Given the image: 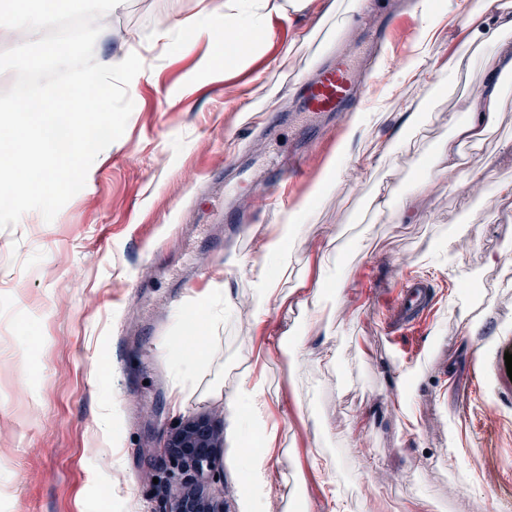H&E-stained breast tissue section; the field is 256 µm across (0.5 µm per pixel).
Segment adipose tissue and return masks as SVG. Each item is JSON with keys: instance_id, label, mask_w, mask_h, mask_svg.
I'll list each match as a JSON object with an SVG mask.
<instances>
[{"instance_id": "adipose-tissue-1", "label": "adipose tissue", "mask_w": 512, "mask_h": 512, "mask_svg": "<svg viewBox=\"0 0 512 512\" xmlns=\"http://www.w3.org/2000/svg\"><path fill=\"white\" fill-rule=\"evenodd\" d=\"M266 3L267 0H212L207 14L223 17L226 40L240 41L248 34L267 39L272 35V27L265 11ZM476 16L480 17L481 24L474 27L472 40L480 39L494 46L485 61L488 74L492 76L511 72L512 41L508 40L507 34L512 31V11L500 5L499 0H483L480 13L467 9L461 14L467 23H471ZM497 95L498 87L491 80L469 108L466 119H459L454 113L449 114L451 135L441 142L440 164L428 174L427 183L439 181L463 166L461 145L466 141H479L494 124ZM303 221V210L290 211L284 224L276 228L273 238L266 244L265 251L275 260L276 269H269L267 264L262 263L253 265L249 270L255 324H262L271 308L283 305L287 300L281 283L291 269L288 243L297 236ZM227 404L231 409L244 410L247 424L262 429L266 452L262 457L250 459L248 463L250 490L240 499V512H265L266 488L274 470L272 450L277 441V429L266 424L268 402L264 380L254 377L252 373H244L234 393L228 396Z\"/></svg>"}]
</instances>
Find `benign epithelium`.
I'll use <instances>...</instances> for the list:
<instances>
[{
  "instance_id": "1",
  "label": "benign epithelium",
  "mask_w": 512,
  "mask_h": 512,
  "mask_svg": "<svg viewBox=\"0 0 512 512\" xmlns=\"http://www.w3.org/2000/svg\"><path fill=\"white\" fill-rule=\"evenodd\" d=\"M222 447L224 436L206 412L180 422L167 434L164 460L187 475L182 492L167 512H224V496L206 488Z\"/></svg>"
}]
</instances>
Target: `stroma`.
Here are the masks:
<instances>
[{"mask_svg":"<svg viewBox=\"0 0 512 512\" xmlns=\"http://www.w3.org/2000/svg\"><path fill=\"white\" fill-rule=\"evenodd\" d=\"M283 4L269 0L273 37L229 70L223 40L191 30L201 0H124L104 19L95 54L134 52L144 63L126 129L52 222L31 211L0 230V512H167L180 480L159 468L156 450L201 412L224 432L211 489L239 512L249 488L241 451L260 437L236 433L225 398L246 371L262 374L279 425L267 512H290L300 495L326 512L329 484L347 512H512V197L490 194L512 182V73L499 78L495 126L464 149L457 185L434 183L415 219L393 224L376 212L378 178L399 196L417 187L450 134L449 113L465 115L486 81L488 51L443 84L468 30L457 0H433L443 19L430 53L418 43L424 13L395 36L420 78L374 79L360 105L370 122L354 130L330 116L304 138L302 80L332 50L358 55L366 26L359 0H309L286 14ZM411 108L420 118L409 125ZM271 109L282 114L277 133L252 132ZM342 144L356 157L386 147L380 174L350 172L311 197ZM294 149L308 153L288 188L305 220L282 284L288 301L258 331L248 270L284 212L234 190V169L262 170ZM229 211L251 216L247 235L230 232ZM459 224L469 230L450 260L442 244ZM332 238L347 287L328 335H310L302 302ZM200 266L211 274L175 317L169 298ZM408 276L429 284L435 308L424 328L392 336L395 288ZM189 322L205 363L184 385L169 350Z\"/></svg>","mask_w":512,"mask_h":512,"instance_id":"1","label":"stroma"}]
</instances>
